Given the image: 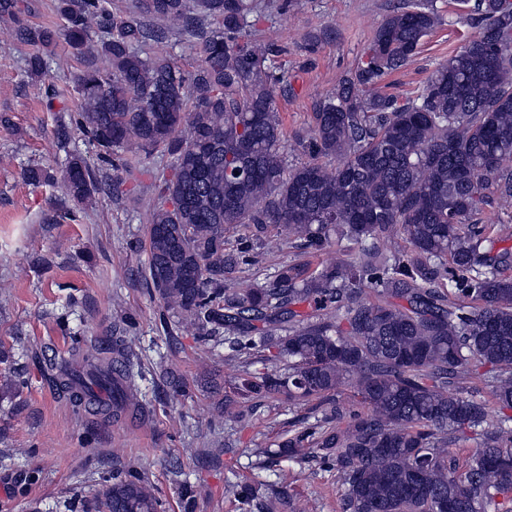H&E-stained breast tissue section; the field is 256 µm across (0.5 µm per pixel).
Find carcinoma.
Segmentation results:
<instances>
[{
	"mask_svg": "<svg viewBox=\"0 0 512 512\" xmlns=\"http://www.w3.org/2000/svg\"><path fill=\"white\" fill-rule=\"evenodd\" d=\"M461 2L478 33L401 98L381 83L410 63L442 16L436 0L387 14L361 64L316 102L300 141L309 160L290 167L273 96L288 86L274 66L277 46L251 34L252 0H135L123 15L108 0H57L61 34L22 22L20 0H0L17 41L47 49L62 36L76 53L108 60L76 76L73 121L96 161L117 172L168 156L150 211L146 287L204 338L223 332L239 354L277 348L283 370L247 388L321 400L316 423L281 448L337 472L343 512H434L439 502L447 512H512V251H494L512 225L481 221L487 207L512 208V0ZM146 17L200 40L192 72L144 55L168 39ZM208 18L219 27H205ZM95 26L106 35L93 49ZM97 171L69 154L58 180L74 208L95 202ZM272 227L298 248L336 241L344 255L231 287L240 265L258 262L256 244ZM237 228L244 233L230 249L224 231ZM122 343L93 354L74 348L90 385L112 391L109 402L57 378L76 408L109 420L112 409L137 406L129 370L121 387L109 386ZM478 367L488 368L485 397L466 386ZM345 387L354 409L335 399ZM469 433L480 445L466 453L457 443ZM157 506L132 476L99 500V512Z\"/></svg>",
	"mask_w": 512,
	"mask_h": 512,
	"instance_id": "obj_1",
	"label": "carcinoma"
}]
</instances>
